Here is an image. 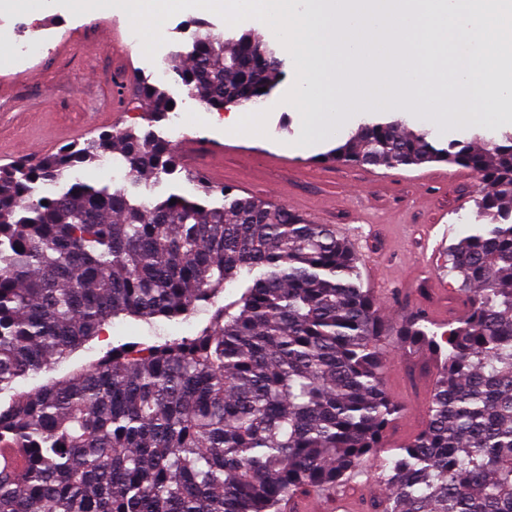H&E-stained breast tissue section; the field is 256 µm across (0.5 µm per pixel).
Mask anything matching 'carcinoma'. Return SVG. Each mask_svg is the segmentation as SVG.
<instances>
[{
    "instance_id": "cac0c4a2",
    "label": "carcinoma",
    "mask_w": 512,
    "mask_h": 512,
    "mask_svg": "<svg viewBox=\"0 0 512 512\" xmlns=\"http://www.w3.org/2000/svg\"><path fill=\"white\" fill-rule=\"evenodd\" d=\"M173 71L212 108L255 103L281 74L254 33L206 32ZM146 129L0 166V512H281L378 462L371 512H512V133L441 144L374 121L324 155L387 167L448 162L482 189L484 223L448 248L467 311L439 330L422 310L394 331L438 363L424 428L400 448L382 435L401 407L385 370L392 335L358 258L327 224L188 174L219 205L145 196L177 168L150 126L175 110L137 85ZM120 186L68 172L106 157ZM176 202H171V199ZM240 297L219 304L225 288ZM194 336L127 341L28 391L114 320L183 322Z\"/></svg>"
}]
</instances>
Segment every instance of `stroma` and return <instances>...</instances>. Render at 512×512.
I'll return each mask as SVG.
<instances>
[{
	"label": "stroma",
	"mask_w": 512,
	"mask_h": 512,
	"mask_svg": "<svg viewBox=\"0 0 512 512\" xmlns=\"http://www.w3.org/2000/svg\"><path fill=\"white\" fill-rule=\"evenodd\" d=\"M201 22L224 37L253 29L247 20L231 27L202 9L182 11L165 24L172 59H179L190 49ZM116 24L124 30L130 26L126 14L109 8L81 15L56 5L33 11L0 8V31L15 26L44 45L38 57L22 64L11 50L1 52L0 77L13 80V92L19 100L43 99L50 104L45 114L27 124L0 114V143L56 137L66 145L140 123V111L127 108L98 126H83L89 103L112 96L116 56H131L138 79L154 77V63L145 57L141 44L127 40L113 43L112 27ZM63 41L68 42L69 50L57 53L56 47ZM276 55L285 62L284 77L270 95L278 106L266 114L262 140L206 133L191 124L185 127L187 139L204 145H231V152L224 155V184L236 194L269 202L273 199L270 189L277 186L292 210L311 223L333 225L358 256L365 287L375 288L371 270L382 267L396 282L394 299L381 312L386 329H396L420 306L461 314L462 303L450 301L454 289L445 266L449 246L478 220L476 173L442 162L412 167L327 162L323 156L334 146L330 140L309 151L296 150V115L282 101L294 82L295 70L287 61V51L277 49ZM425 241L430 244L426 251L420 248ZM208 319V312L203 311L181 323L153 326L117 320L107 327L104 337L92 342L90 350L77 355L75 362L81 365L96 360L102 349L119 340L153 342L163 336H191ZM436 375L437 365L428 355L409 353L396 343L390 345L386 383L403 411L387 429L385 445L406 443L423 428Z\"/></svg>",
	"instance_id": "1"
}]
</instances>
